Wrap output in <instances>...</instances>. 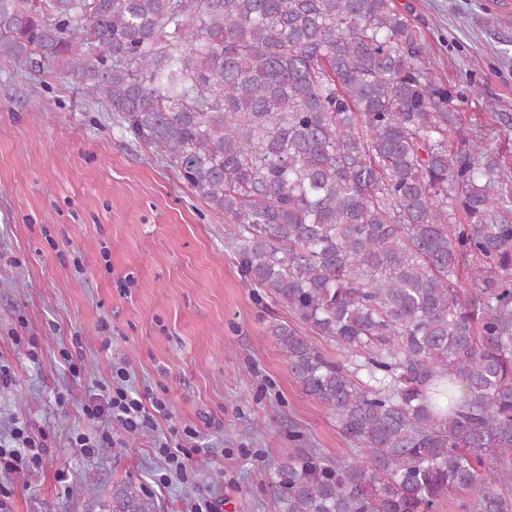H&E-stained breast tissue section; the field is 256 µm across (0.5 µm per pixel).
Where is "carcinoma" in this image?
<instances>
[{
  "mask_svg": "<svg viewBox=\"0 0 512 512\" xmlns=\"http://www.w3.org/2000/svg\"><path fill=\"white\" fill-rule=\"evenodd\" d=\"M0 51L62 65L292 312L269 335L355 453L280 461L277 512H512V168L396 0H0Z\"/></svg>",
  "mask_w": 512,
  "mask_h": 512,
  "instance_id": "obj_1",
  "label": "carcinoma"
}]
</instances>
